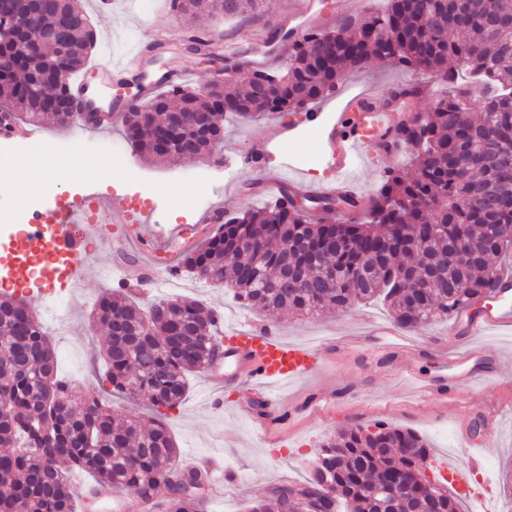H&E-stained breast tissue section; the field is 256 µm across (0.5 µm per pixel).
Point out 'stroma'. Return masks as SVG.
<instances>
[{"instance_id":"obj_1","label":"stroma","mask_w":512,"mask_h":512,"mask_svg":"<svg viewBox=\"0 0 512 512\" xmlns=\"http://www.w3.org/2000/svg\"><path fill=\"white\" fill-rule=\"evenodd\" d=\"M97 35V44L90 57L91 65L117 59L138 41H150L157 29L183 28L182 19L171 12L167 0H112L111 11L99 8L98 0H81ZM195 27L210 33L212 39L227 40L248 35L257 29L275 32L270 15L264 14L248 24L224 17L200 16ZM418 70H405L381 59L370 60L363 69L349 73L339 89L320 101V124L291 117L265 116L251 122L228 117L224 120V161L187 159L178 165L153 163L133 150L122 123H113L106 132L78 131L58 125L40 129L42 137L60 146L56 158L59 188L63 197L70 198L94 191L115 203L128 206L130 196L141 185L167 183L170 190L182 191L187 185H197L203 205L187 204L181 208L158 207L156 229L142 227L139 214L130 210L126 223L114 225L113 237L125 238V251L135 260H143L151 245L153 231H167L182 224L200 223L211 211L237 213L262 208L272 203L269 195L259 194V181L281 172L295 175L305 186L330 185L337 173L326 161L325 137L329 126L349 106L348 97L369 83L389 86L402 82L414 85L426 80ZM282 125L291 130L288 142L274 144L259 162L248 161L250 139L259 129ZM121 154L128 163L132 179L115 180L97 160L103 152ZM46 176L37 158L27 150L13 154L0 165V211L17 214V193L21 188L43 184ZM90 256L87 279L90 283L82 297H74L67 283L53 281L51 287H38L37 275L6 282L5 290L22 296L43 312L47 299L57 300L66 312L64 328L46 322L59 353L63 376H77L79 381L94 379V365L106 344L107 333L89 331L91 306L102 285L98 277L111 272L120 278L123 264L111 243L97 239L86 241ZM177 290L158 288L154 297L170 294L203 300L221 312H232L236 321L274 323L289 342L316 343L333 341L347 329L358 328L366 320L391 324L392 318L382 303H359L346 310H333L326 315L306 318L284 312H256L233 300L227 289L215 288L187 274L177 277ZM450 323L439 319L426 327L412 330V337L423 344L424 351L414 364L420 373L432 375L442 369L443 353H453L457 344L448 334ZM324 378L335 388L333 405L318 408H288L284 419L271 426L270 447H257L255 423L238 414L235 406L241 400L239 390L226 389L224 405L216 410L208 403L209 391L203 374L190 378V387L179 407L167 411L164 421L180 450L182 463L209 459L232 475L223 491L209 503L210 512H247L255 501L270 494L280 485H298L309 477L315 452L322 441L337 430L362 425L368 428L378 423L411 429L423 436L431 449L428 461L431 469L447 470L454 463H465L469 452L461 445L463 431L474 434V445L481 459L480 474L484 483H473L471 496L491 498L499 512H512V374H494L473 382L463 402L440 405L412 398L399 377L395 362L380 360L365 354L355 356L343 348H335L325 363ZM493 406L496 413L491 428H484L473 413L479 404Z\"/></svg>"}]
</instances>
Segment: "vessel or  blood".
I'll list each match as a JSON object with an SVG mask.
<instances>
[{
    "instance_id": "b4317fda",
    "label": "vessel or blood",
    "mask_w": 512,
    "mask_h": 512,
    "mask_svg": "<svg viewBox=\"0 0 512 512\" xmlns=\"http://www.w3.org/2000/svg\"><path fill=\"white\" fill-rule=\"evenodd\" d=\"M316 17V0H297L296 10L279 17L278 26L293 31ZM272 54L269 42L262 36L253 39L250 48L244 52L233 42L224 46V59L231 70L245 64L262 65ZM148 57L147 46L139 44L127 58L98 66L97 83H90L83 76L73 79L71 88L78 110L77 125L88 127L87 113L99 111V87L111 86L114 77L129 74L138 62L147 61ZM183 76V71L177 68L155 75L141 73L136 82V98L147 99L163 87L181 81ZM409 92L412 91L402 85L386 90L370 85L359 93L351 118L354 133H347L340 124L329 132L328 161L338 179L332 186L309 188V195L326 197L338 191L356 193L353 171L363 150L377 146L382 136L398 124L410 122L411 115L406 108ZM89 205L102 213L105 223L122 224L126 221L125 208L105 198L91 196ZM85 208L72 206L63 210L62 222L56 225L54 231L56 249L69 260L64 274L68 281L83 275L86 270L83 236H76L72 231L73 226L82 225L83 235H96L100 232L99 225L87 223ZM200 230L197 224L180 226L169 232L167 237L157 239L154 251L167 257L172 256L177 241L192 240ZM489 330L512 331V277L500 282L493 298L474 304L455 321L453 335L463 350L450 358L438 374L427 376L416 372L408 358L409 352L416 350V342L407 338L403 332L384 325L370 324L359 328L348 338L346 346L350 349L367 346L380 358L395 356L400 373L411 381L417 398L431 401L450 398L457 400L469 383L500 372L505 366L502 356L486 357L482 346L473 342L474 337ZM324 352L325 348L321 345L309 347L286 342L279 329L270 323L237 325L225 331L222 347L211 361L206 378L212 389L218 392L228 385H247L249 399L246 406L241 407V414L247 416L259 411L273 421L278 418L283 405L281 398L273 391L274 385L307 378L319 372Z\"/></svg>"
}]
</instances>
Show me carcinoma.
<instances>
[{"mask_svg":"<svg viewBox=\"0 0 512 512\" xmlns=\"http://www.w3.org/2000/svg\"><path fill=\"white\" fill-rule=\"evenodd\" d=\"M184 20L200 12L254 18L266 0H171ZM5 13L33 14L40 26L21 34L25 51L0 75V110L38 126L51 116L72 118L48 91L61 75L82 70L94 41L79 0H8ZM55 31L42 41L41 26ZM183 49L210 63V43ZM284 70L257 69L242 85L209 83L207 94L171 86L140 106L142 121L124 117L126 137L146 157L175 164L220 156L224 118L253 121L303 110L332 94L345 76L379 58L429 72L451 90L418 121L409 143L414 175L396 170L369 198L347 194L310 198L320 214L288 192L261 210L224 218L174 271L227 288L251 310H289L315 317L377 299L402 329L459 314L485 299L498 282L496 262L512 250V0H386L334 30L314 29L290 47ZM281 85L271 98L266 86ZM203 109V121L187 111ZM461 245L467 258L424 280ZM220 312L202 301L169 297L141 305L104 289L91 325L108 331L105 369L77 390L58 376L51 337L26 299L0 292V512H74L72 473L130 491L155 512H203V470L179 465V448L162 420L178 407L189 376L214 356ZM139 402L123 421L110 398ZM305 483L272 490L275 504L257 500L250 512H375L369 491L401 474L415 482L427 467L426 441L408 428L377 423L342 429L320 446ZM394 494L388 512H432V491Z\"/></svg>","mask_w":512,"mask_h":512,"instance_id":"carcinoma-1","label":"carcinoma"}]
</instances>
